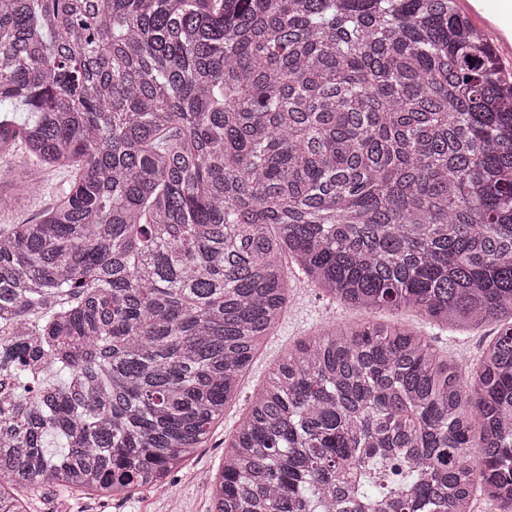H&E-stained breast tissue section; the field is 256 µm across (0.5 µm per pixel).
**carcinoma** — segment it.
<instances>
[{"label":"carcinoma","mask_w":512,"mask_h":512,"mask_svg":"<svg viewBox=\"0 0 512 512\" xmlns=\"http://www.w3.org/2000/svg\"><path fill=\"white\" fill-rule=\"evenodd\" d=\"M0 512L167 484L290 300L212 512H512V81L458 0H0ZM38 177L42 183L40 193L35 196L24 195L15 209L0 212L1 227L31 220L41 210L55 202L61 185L66 181L65 175L38 169ZM381 321L402 325L425 336L435 350L449 359H463L467 366L479 362L483 347L495 334V326H484L478 329L450 331L432 326L428 321L408 309L399 311L380 310L371 314Z\"/></svg>","instance_id":"cac0c4a2"}]
</instances>
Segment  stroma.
<instances>
[{
    "label": "stroma",
    "instance_id": "stroma-1",
    "mask_svg": "<svg viewBox=\"0 0 512 512\" xmlns=\"http://www.w3.org/2000/svg\"><path fill=\"white\" fill-rule=\"evenodd\" d=\"M40 193L23 196L15 209L0 212V226L33 219L53 204L66 178L59 172H39ZM378 319L394 323L425 336L435 350L451 359L476 365L483 347L493 338L492 327L450 331L432 326L414 312L377 311ZM364 311L330 298L314 283L299 278L294 283L290 302L278 327L264 341L250 368L239 381L236 398L226 405L224 417L217 422L206 441L176 473L171 484L144 490L130 499L116 501L48 488L45 495L30 502V512H209L211 483L223 460L224 447L239 428L252 397L261 389L270 370L293 345L313 329L332 324L363 321Z\"/></svg>",
    "mask_w": 512,
    "mask_h": 512
}]
</instances>
